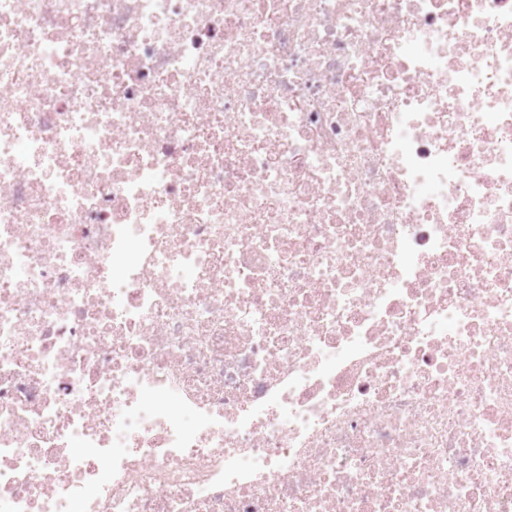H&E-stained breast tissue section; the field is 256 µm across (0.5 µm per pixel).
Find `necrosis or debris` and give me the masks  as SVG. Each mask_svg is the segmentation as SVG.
Here are the masks:
<instances>
[{"label":"necrosis or debris","mask_w":512,"mask_h":512,"mask_svg":"<svg viewBox=\"0 0 512 512\" xmlns=\"http://www.w3.org/2000/svg\"><path fill=\"white\" fill-rule=\"evenodd\" d=\"M0 512H512V0H0Z\"/></svg>","instance_id":"obj_1"}]
</instances>
